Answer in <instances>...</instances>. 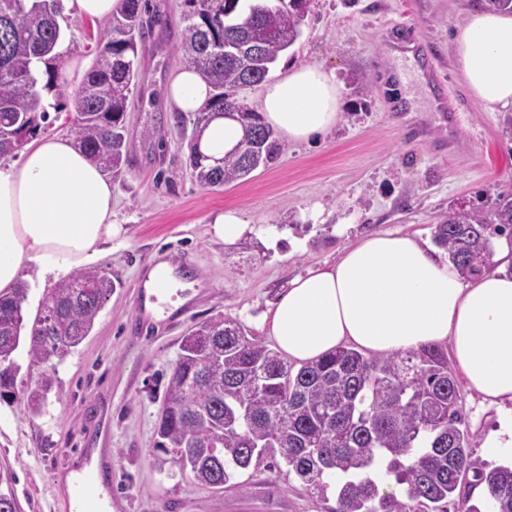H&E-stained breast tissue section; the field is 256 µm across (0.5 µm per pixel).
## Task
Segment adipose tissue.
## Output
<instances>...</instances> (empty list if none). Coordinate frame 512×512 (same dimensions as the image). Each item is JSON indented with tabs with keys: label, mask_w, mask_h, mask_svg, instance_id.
<instances>
[{
	"label": "adipose tissue",
	"mask_w": 512,
	"mask_h": 512,
	"mask_svg": "<svg viewBox=\"0 0 512 512\" xmlns=\"http://www.w3.org/2000/svg\"><path fill=\"white\" fill-rule=\"evenodd\" d=\"M455 60L486 110L512 106V14L472 11L458 26ZM212 89L195 70L174 71L169 108L199 112ZM342 96L331 72L292 68L267 83L260 111L282 138L304 143L336 127ZM125 230L113 218L112 183L73 140L43 137L20 162L0 163V291L26 272L65 278L95 264ZM261 327L289 360L311 362L344 345L372 354L450 344L467 384L504 409L481 446L490 461L512 457V274L476 280L411 234L375 233L291 279Z\"/></svg>",
	"instance_id": "1"
}]
</instances>
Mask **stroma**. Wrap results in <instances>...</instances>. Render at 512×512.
Wrapping results in <instances>:
<instances>
[{"label":"stroma","mask_w":512,"mask_h":512,"mask_svg":"<svg viewBox=\"0 0 512 512\" xmlns=\"http://www.w3.org/2000/svg\"><path fill=\"white\" fill-rule=\"evenodd\" d=\"M310 0L302 34L282 52L270 78L317 64L332 71L344 106L336 128L312 144H291L250 179L220 188L201 186L189 167L192 122L177 125L161 91L182 62V0H149L170 25L139 46L138 84L128 100L129 157L113 180V206L127 234L97 263L116 288L90 336L56 367L44 413L28 419L18 402L0 400V469L12 473L18 512H60L61 474L80 461L108 426L112 492L125 512H330L287 466L240 471L235 484L213 490L175 475L155 451L164 384L180 339L217 315L262 336L260 316L293 277L338 258L349 243L373 232H402L428 240L440 214L483 208L512 192V140L501 127L512 110H484L473 98L453 54L455 30L474 0ZM415 26L420 42L439 55V75L462 109L448 124L432 111L420 80L398 84L384 39L394 21ZM61 93H48L59 120L46 135L68 134L73 95L93 59L103 22L62 8ZM154 137H144L145 129ZM235 210L254 232L235 246L214 240L209 216ZM176 264L196 283L177 321L162 330L129 331L134 284L154 262Z\"/></svg>","instance_id":"1"}]
</instances>
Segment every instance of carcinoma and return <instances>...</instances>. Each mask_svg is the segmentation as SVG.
<instances>
[{
  "label": "carcinoma",
  "instance_id": "obj_1",
  "mask_svg": "<svg viewBox=\"0 0 512 512\" xmlns=\"http://www.w3.org/2000/svg\"><path fill=\"white\" fill-rule=\"evenodd\" d=\"M308 0H183L185 28L177 46L185 66L213 93L193 125L201 132L218 113L238 121L243 136L220 164L190 165L204 187L243 180L274 162L276 132L247 112L236 91L263 82L279 54L302 34ZM60 0H0V155L13 154L49 119L43 92L60 88ZM160 22L146 0H123L97 45L75 93L70 134L116 179L128 161L125 112L136 87L137 39ZM260 39L247 63L244 43ZM512 245V194L485 208L451 209L433 227L434 243L460 274L476 279L495 269L494 238ZM115 283L99 269L78 270L29 309L21 282L0 293V359L26 348L42 366L38 391L0 371V398L30 419L40 416L55 386V367L89 336ZM156 448L181 473L221 489L241 469L265 460L283 464L312 489L336 483L334 512H512V467L473 458L477 437L465 427L461 394L440 345L364 356L340 347L296 366L240 323L218 315L193 325L164 386ZM483 486L484 502L471 503Z\"/></svg>",
  "mask_w": 512,
  "mask_h": 512
}]
</instances>
